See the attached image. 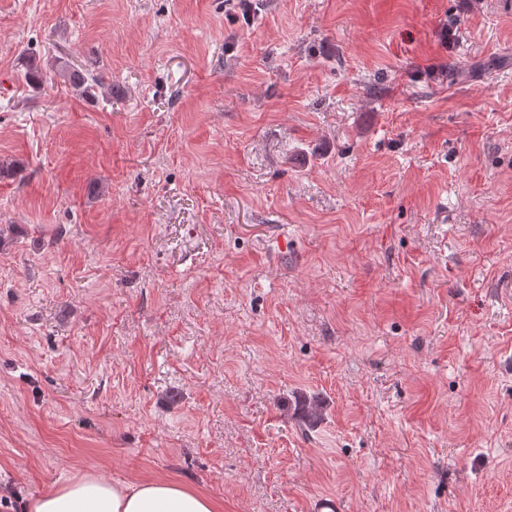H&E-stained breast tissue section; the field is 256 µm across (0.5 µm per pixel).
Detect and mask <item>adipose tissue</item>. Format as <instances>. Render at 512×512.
<instances>
[{
	"label": "adipose tissue",
	"mask_w": 512,
	"mask_h": 512,
	"mask_svg": "<svg viewBox=\"0 0 512 512\" xmlns=\"http://www.w3.org/2000/svg\"><path fill=\"white\" fill-rule=\"evenodd\" d=\"M27 512H218V505L177 483L117 486L102 476H85L33 498Z\"/></svg>",
	"instance_id": "1"
}]
</instances>
